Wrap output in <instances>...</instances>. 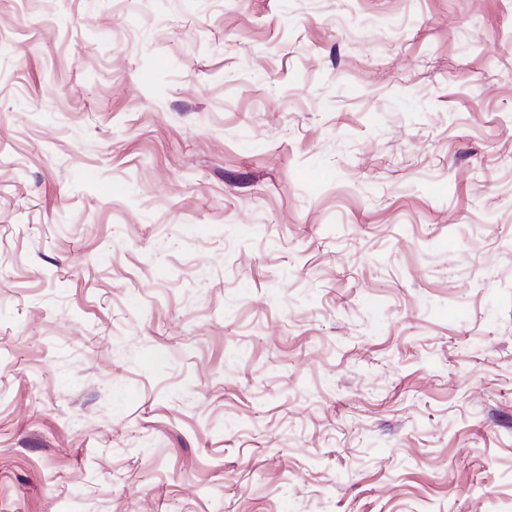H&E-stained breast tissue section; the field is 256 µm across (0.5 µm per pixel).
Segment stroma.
I'll list each match as a JSON object with an SVG mask.
<instances>
[{
    "mask_svg": "<svg viewBox=\"0 0 512 512\" xmlns=\"http://www.w3.org/2000/svg\"><path fill=\"white\" fill-rule=\"evenodd\" d=\"M0 512H512V0H0Z\"/></svg>",
    "mask_w": 512,
    "mask_h": 512,
    "instance_id": "35a3bbf8",
    "label": "stroma"
}]
</instances>
